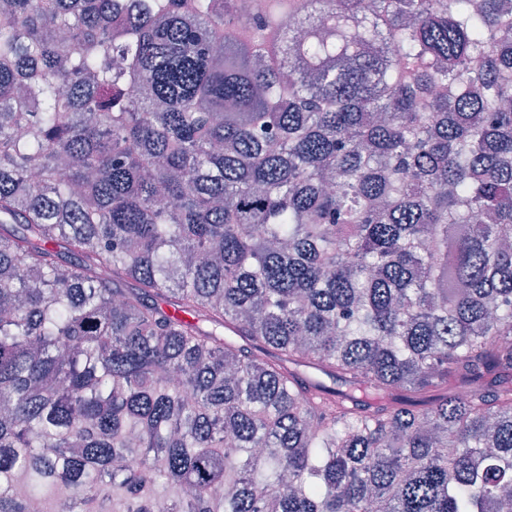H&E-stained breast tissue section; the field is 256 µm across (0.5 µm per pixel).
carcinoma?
Returning a JSON list of instances; mask_svg holds the SVG:
<instances>
[{
	"mask_svg": "<svg viewBox=\"0 0 512 512\" xmlns=\"http://www.w3.org/2000/svg\"><path fill=\"white\" fill-rule=\"evenodd\" d=\"M507 13L0 0V512L511 508Z\"/></svg>",
	"mask_w": 512,
	"mask_h": 512,
	"instance_id": "cac0c4a2",
	"label": "carcinoma"
}]
</instances>
